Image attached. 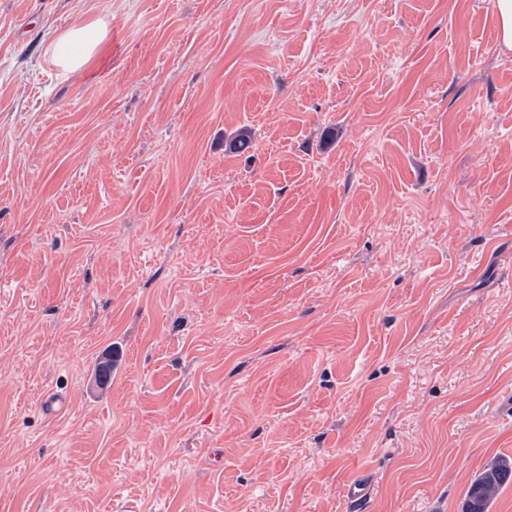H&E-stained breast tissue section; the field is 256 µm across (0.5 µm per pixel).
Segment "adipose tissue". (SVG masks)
Returning <instances> with one entry per match:
<instances>
[{"label":"adipose tissue","instance_id":"obj_1","mask_svg":"<svg viewBox=\"0 0 512 512\" xmlns=\"http://www.w3.org/2000/svg\"><path fill=\"white\" fill-rule=\"evenodd\" d=\"M106 38L107 24L103 19L81 21L51 38L52 61L62 74L79 70L103 49Z\"/></svg>","mask_w":512,"mask_h":512}]
</instances>
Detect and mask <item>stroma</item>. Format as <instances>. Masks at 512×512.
Here are the masks:
<instances>
[{"label":"stroma","mask_w":512,"mask_h":512,"mask_svg":"<svg viewBox=\"0 0 512 512\" xmlns=\"http://www.w3.org/2000/svg\"><path fill=\"white\" fill-rule=\"evenodd\" d=\"M97 16L58 76L50 33ZM496 27L494 0H0V512L357 485L461 512L512 457ZM106 38L107 23L103 19L83 20L51 38L52 61L61 75L67 76L86 66L103 49Z\"/></svg>","instance_id":"1"}]
</instances>
